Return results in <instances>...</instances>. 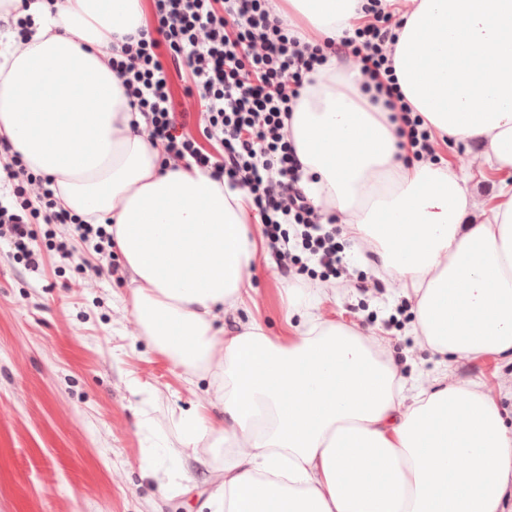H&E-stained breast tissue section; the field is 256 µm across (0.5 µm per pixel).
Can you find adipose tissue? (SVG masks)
<instances>
[{
    "label": "adipose tissue",
    "instance_id": "adipose-tissue-1",
    "mask_svg": "<svg viewBox=\"0 0 512 512\" xmlns=\"http://www.w3.org/2000/svg\"><path fill=\"white\" fill-rule=\"evenodd\" d=\"M392 65L440 142L482 139L473 162L512 173V0H384ZM336 39L358 0H289ZM32 40L0 62V137L52 176L71 213L111 221L141 336L186 373H214L223 417L181 412L183 452L225 447V512H500L512 428L494 401L441 382L404 399L382 343L321 320L287 289L295 335L221 323L253 287L243 193L198 168L162 170L109 64L139 0H36ZM360 70L328 62L290 119L315 203L403 283L437 356L512 360V192L476 198L446 160L407 163L398 124ZM478 214L471 224L466 214Z\"/></svg>",
    "mask_w": 512,
    "mask_h": 512
}]
</instances>
